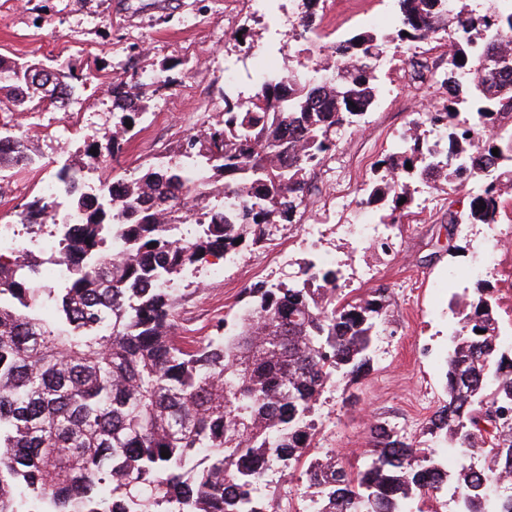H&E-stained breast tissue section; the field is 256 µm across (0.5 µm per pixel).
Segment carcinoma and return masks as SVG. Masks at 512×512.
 <instances>
[{
	"instance_id": "cac0c4a2",
	"label": "carcinoma",
	"mask_w": 512,
	"mask_h": 512,
	"mask_svg": "<svg viewBox=\"0 0 512 512\" xmlns=\"http://www.w3.org/2000/svg\"><path fill=\"white\" fill-rule=\"evenodd\" d=\"M396 2L394 40L418 44L448 33L453 51L436 82L449 86L469 69L475 77L443 110L424 113V123L445 129L443 148L422 147L411 127L383 161L385 175L365 202H390L392 224L412 202L406 164L425 183L439 170L444 183L459 186L474 152L512 161V132L497 126L501 112L512 111V48H501L512 44V10L500 0L453 13L441 11V0ZM384 42L361 32L337 44L327 79L290 71L246 101L224 95L222 119L187 137L177 161L102 182L94 195L81 188V169L58 172L69 206L84 215L59 253L72 269L66 287L36 279L44 259L31 251L0 258V512H269L257 490L275 466L303 468L315 512H411L415 492L448 484V473L386 422L372 425L369 457L356 471L334 455H311L310 415L336 378L358 377L370 364L372 336L388 321L386 289L349 300L336 270L308 262L293 280L245 289L246 308L231 328L220 319L210 336L185 343L177 334L174 285L209 258L239 255L293 223L311 172L375 99ZM36 68L0 57V93L16 112L55 106L74 89L69 65L51 67L47 91L27 81ZM166 71L144 78L165 86ZM144 78L112 82L120 110L114 161L144 113ZM468 99L475 140L458 119L457 105ZM37 155L21 137L0 149V171L25 168ZM471 177L484 189L448 223H499L500 185ZM51 207L40 197L23 218L46 224ZM107 231L128 242L125 256L109 253ZM87 254L96 262L85 263ZM45 300L55 314L41 312ZM451 305L458 329L447 399L430 429L462 459L487 462L461 463L457 512H512V494L491 489L512 477V337L501 335L484 281Z\"/></svg>"
}]
</instances>
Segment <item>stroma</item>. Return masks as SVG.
Wrapping results in <instances>:
<instances>
[{
    "label": "stroma",
    "instance_id": "stroma-1",
    "mask_svg": "<svg viewBox=\"0 0 512 512\" xmlns=\"http://www.w3.org/2000/svg\"><path fill=\"white\" fill-rule=\"evenodd\" d=\"M288 13L279 39L285 49L281 71H307L312 58L337 40L366 31L362 17L397 12L395 0H326L314 31L299 37L300 0H280ZM251 0H0V55L19 61L67 63L78 76L74 99L66 109L12 111L0 101V123L27 127L40 155V171L0 173V221H18L26 203L41 193V182L63 165L85 162L90 143L106 149L112 135V99L101 82L123 76L126 62L137 71L167 65L172 87L147 86V106L130 132L118 161H96L89 176L108 180L113 170L135 171L155 159L174 155L186 135L218 120L224 110V62L241 43L265 44L266 27L241 28V12ZM245 41H238L239 32ZM376 74L384 86L358 124L340 136L311 175L314 188L305 210L280 227L276 242L287 244L289 261L273 264L269 248H250L223 279L198 271L190 293L178 307L179 328L187 336H207L218 319L234 321L243 310L250 284L288 281L310 259L329 260L339 272L343 293L365 295L386 289L389 321L373 338L371 362L357 381L342 379L323 394L313 417L319 427V454H336L346 468L357 467L371 447L370 425L383 420L407 440L425 448L456 473L457 448L431 434L429 419L445 397L446 359L452 350L457 316L450 306L456 293L471 287L466 269L482 266L497 300L504 331L512 330V251L497 249L499 228H512V203L499 224L449 226L448 215L465 212L468 187L428 186L412 181L414 201L391 232L393 252L362 244L359 226L367 219L361 201L385 173L382 164L395 142L424 112L442 106L446 91L431 80L412 83L409 60L391 41L383 46ZM306 224H319L323 236L309 248ZM271 506L304 507L309 491L300 468L274 471L261 487Z\"/></svg>",
    "mask_w": 512,
    "mask_h": 512
}]
</instances>
